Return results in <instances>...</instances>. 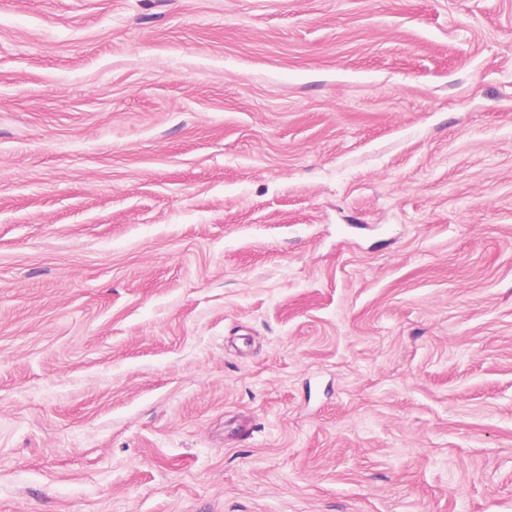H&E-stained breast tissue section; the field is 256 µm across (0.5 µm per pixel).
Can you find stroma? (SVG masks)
<instances>
[{
    "label": "stroma",
    "mask_w": 512,
    "mask_h": 512,
    "mask_svg": "<svg viewBox=\"0 0 512 512\" xmlns=\"http://www.w3.org/2000/svg\"><path fill=\"white\" fill-rule=\"evenodd\" d=\"M0 512H512V0H0Z\"/></svg>",
    "instance_id": "obj_1"
}]
</instances>
